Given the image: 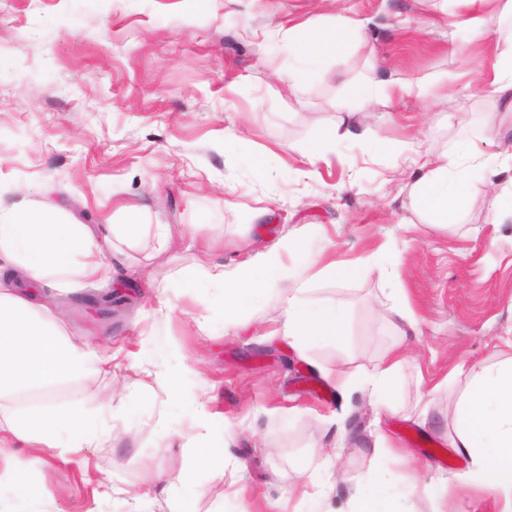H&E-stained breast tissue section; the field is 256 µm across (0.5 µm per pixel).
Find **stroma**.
I'll list each match as a JSON object with an SVG mask.
<instances>
[{"instance_id":"35a3bbf8","label":"stroma","mask_w":512,"mask_h":512,"mask_svg":"<svg viewBox=\"0 0 512 512\" xmlns=\"http://www.w3.org/2000/svg\"><path fill=\"white\" fill-rule=\"evenodd\" d=\"M341 11L367 20L362 43L289 90L287 29L327 27ZM458 19L454 0H0V205L22 188L84 224L171 230L163 246L114 237L112 283L132 297L114 318H98L83 292L55 297L72 339L112 351L111 374L89 383L112 394L113 436L66 470L48 448L0 450L38 491V512H305L313 492L324 512H347L374 467L391 487L388 512H500L448 446L449 392L512 356V220L496 207L512 185L501 166L512 111L468 86L495 58ZM388 76L431 82V93L367 111L349 97L350 84ZM345 121L431 155L484 126L470 149L485 165L472 207L430 223L402 190L419 155L332 140ZM322 142L326 162L302 176ZM262 206L270 214L254 221ZM204 236L210 250L192 246ZM290 236L300 248L283 260L302 300L346 313L340 341L297 350L280 316L287 289L230 316L200 276ZM355 259L368 267L357 280L323 272ZM384 268L398 270L416 319L402 338L382 311ZM397 342L406 362L393 397L356 393L344 409L334 377L365 379ZM151 372L175 373L178 392ZM448 375L450 391H434ZM420 401L431 404L423 424L410 417ZM381 438L399 456H376ZM203 447L223 448L224 466Z\"/></svg>"}]
</instances>
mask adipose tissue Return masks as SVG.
<instances>
[{"mask_svg": "<svg viewBox=\"0 0 512 512\" xmlns=\"http://www.w3.org/2000/svg\"><path fill=\"white\" fill-rule=\"evenodd\" d=\"M364 27L363 20L341 15L332 27L312 31L308 47L296 54L288 73L289 88L324 73L330 51L361 38ZM427 91L422 83L393 79L351 88L365 109L381 97L418 98ZM483 134V127H467L451 148L416 169L410 197L433 223H454L470 207L471 174L460 160ZM113 233V225L68 222L55 208L24 198L0 206L1 446L49 448L61 467L68 468L80 464L83 448L107 434L109 399L91 395L89 413L62 411L53 401L57 386L112 367L107 349L89 340L79 345L68 337L54 294L111 287ZM206 275L222 286L224 309L233 314L291 278L275 246L231 270L214 265ZM281 317L289 337L303 349L337 335L344 312L335 305L310 308L292 296ZM404 361L401 348L392 347L364 382L341 376L337 386L346 398L357 390L376 396L390 388ZM30 392L42 397L38 411L22 412L10 405L12 396ZM448 408L454 427L451 446L470 462L467 480L478 484L493 477L500 512H512V358L474 371L464 395L449 399Z\"/></svg>", "mask_w": 512, "mask_h": 512, "instance_id": "adipose-tissue-1", "label": "adipose tissue"}]
</instances>
